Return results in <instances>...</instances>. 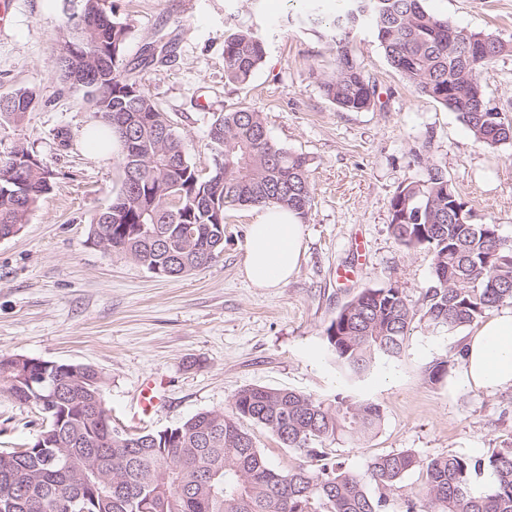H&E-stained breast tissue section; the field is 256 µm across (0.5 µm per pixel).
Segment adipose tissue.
<instances>
[{
	"label": "adipose tissue",
	"mask_w": 512,
	"mask_h": 512,
	"mask_svg": "<svg viewBox=\"0 0 512 512\" xmlns=\"http://www.w3.org/2000/svg\"><path fill=\"white\" fill-rule=\"evenodd\" d=\"M303 253V224L296 212L277 205L254 209L241 267L252 287H281L298 268ZM462 365L469 386L512 387V308L495 312L469 337Z\"/></svg>",
	"instance_id": "ef3b65f1"
}]
</instances>
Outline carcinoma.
Masks as SVG:
<instances>
[{"label":"carcinoma","mask_w":512,"mask_h":512,"mask_svg":"<svg viewBox=\"0 0 512 512\" xmlns=\"http://www.w3.org/2000/svg\"><path fill=\"white\" fill-rule=\"evenodd\" d=\"M423 0H347L331 18L309 24L324 30L336 53L334 73L321 90L342 112L376 106V85L350 46L355 29L370 25L390 66L417 93L459 113L474 138L489 148L512 142V122L490 111L483 69L509 45L484 33L452 27L428 13ZM89 20L85 38H68L77 22L65 15L58 79L93 103V133L110 132L119 166L136 171L122 181L109 207L91 222L90 239L153 274L178 279L209 266L224 252V216L234 206L278 204L306 217L314 203L309 160L272 142L259 112L235 106L213 115L208 137L214 166L203 176L190 164L185 140L137 79L140 69L172 62L163 37L142 45L137 62L124 48L128 23L113 18L106 0H78ZM264 42L249 30L224 37V78L244 85L263 63ZM40 102L36 91L0 94V119L19 121ZM54 171L23 144L0 153V237L15 235L52 189ZM391 232L408 250L431 256L432 284L421 308L395 287L366 288L326 329L328 349L347 376L368 373L379 356H398L422 315L452 332L512 305V243L496 224L471 222L472 209L445 173L397 189ZM21 356H0V390L32 404L46 421L22 455L0 451V501L11 512H386V492L422 467L421 489L405 496V512H512V445L488 458L449 454L423 463L408 450L374 458L364 478L327 462L286 474L272 468L240 420L263 426L285 448L310 458L342 437L360 440L380 425L378 404L338 393L320 399L288 389L249 386L231 413H197L157 432L112 428L104 376L94 367L60 364L28 369ZM491 472L488 493L475 496L471 478Z\"/></svg>","instance_id":"1"}]
</instances>
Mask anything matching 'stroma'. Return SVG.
I'll return each instance as SVG.
<instances>
[{
    "instance_id": "stroma-1",
    "label": "stroma",
    "mask_w": 512,
    "mask_h": 512,
    "mask_svg": "<svg viewBox=\"0 0 512 512\" xmlns=\"http://www.w3.org/2000/svg\"><path fill=\"white\" fill-rule=\"evenodd\" d=\"M0 31V93L36 89L43 104L21 121L0 120V152L21 143L56 174L53 189L22 231L0 239V356L88 364L107 379L112 425L131 431L130 405L145 379L166 382L162 406L148 422L161 431L196 413L230 410L249 386L291 389L317 398L350 392L381 407L368 437L326 442L345 469L366 475L372 458L400 450L421 460L448 454L488 457L512 444V387L486 391L461 383L464 342L475 326L454 332L415 319L400 356L378 357L350 382L327 350L326 329L337 311L367 288L394 286L421 305L431 284V257L394 239L390 201L398 187L442 169L475 220L497 225L512 242V143H478L458 113L417 94L388 64L372 29L362 26L351 48L377 85L366 112H342L321 83L335 69L322 29L305 18L333 13L342 0H107L132 34L127 60L143 42L166 35L172 66L138 78L189 145L197 168L211 170L213 113L238 105L261 112L272 140L306 156L314 204L303 220L305 252L281 288H252L241 275L251 209L231 208L224 253L208 268L171 280L94 244L89 226L121 187L117 154L87 149L94 120L81 90L56 74L63 0H5ZM452 26L512 44V0H423ZM255 32L266 57L249 83L224 79V35ZM485 103L512 120V51L482 74ZM351 271L350 280L339 278ZM450 360L447 377L427 370ZM243 427L268 463L285 473L309 460L283 448L261 425ZM42 418L29 404L0 392V449L31 442Z\"/></svg>"
}]
</instances>
